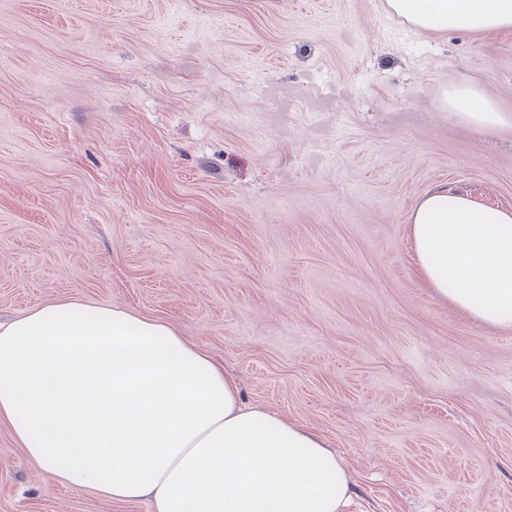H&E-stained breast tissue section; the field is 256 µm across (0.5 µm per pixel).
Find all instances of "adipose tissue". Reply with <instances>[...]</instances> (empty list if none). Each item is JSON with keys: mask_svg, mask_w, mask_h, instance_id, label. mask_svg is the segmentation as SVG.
<instances>
[{"mask_svg": "<svg viewBox=\"0 0 512 512\" xmlns=\"http://www.w3.org/2000/svg\"><path fill=\"white\" fill-rule=\"evenodd\" d=\"M423 31L512 29V0H388ZM449 116L512 124L475 84ZM409 222L427 283L512 328V209L437 187ZM0 424L58 481L155 512H341L352 485L324 439L248 406L210 356L166 323L77 301L0 323Z\"/></svg>", "mask_w": 512, "mask_h": 512, "instance_id": "ef3b65f1", "label": "adipose tissue"}]
</instances>
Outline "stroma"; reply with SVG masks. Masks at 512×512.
Wrapping results in <instances>:
<instances>
[{
  "mask_svg": "<svg viewBox=\"0 0 512 512\" xmlns=\"http://www.w3.org/2000/svg\"><path fill=\"white\" fill-rule=\"evenodd\" d=\"M512 30L386 0H0V321L76 300L173 326L322 436L346 512H512V329L438 299L408 215L512 208ZM0 512H153L0 425ZM448 115L482 128L512 126V115L499 112L494 101L476 84L449 89L444 95Z\"/></svg>",
  "mask_w": 512,
  "mask_h": 512,
  "instance_id": "35a3bbf8",
  "label": "stroma"
}]
</instances>
